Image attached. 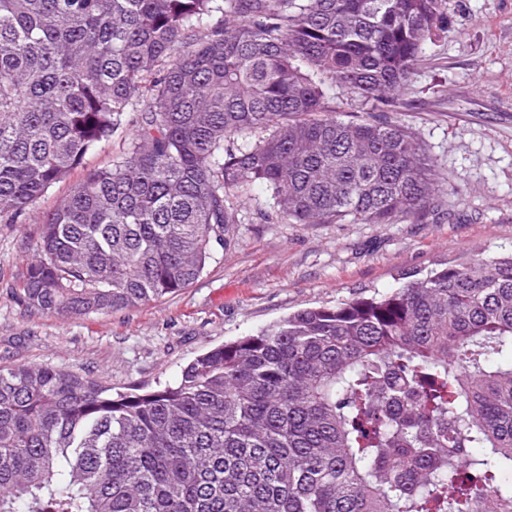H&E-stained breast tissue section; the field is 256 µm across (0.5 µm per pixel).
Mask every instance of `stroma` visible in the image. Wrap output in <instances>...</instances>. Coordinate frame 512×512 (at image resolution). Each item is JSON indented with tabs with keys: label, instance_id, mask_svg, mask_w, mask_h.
<instances>
[{
	"label": "stroma",
	"instance_id": "stroma-1",
	"mask_svg": "<svg viewBox=\"0 0 512 512\" xmlns=\"http://www.w3.org/2000/svg\"><path fill=\"white\" fill-rule=\"evenodd\" d=\"M447 25L422 57L389 118L432 158L447 219L428 224H291L267 190L236 193L241 223L188 288L148 304L75 320L31 313L14 284L36 248L40 220L90 170L118 159L116 134L26 221L0 224V365L44 364L87 374L116 392L177 380L197 356L288 314L391 291L475 255L512 251V0H446Z\"/></svg>",
	"mask_w": 512,
	"mask_h": 512
}]
</instances>
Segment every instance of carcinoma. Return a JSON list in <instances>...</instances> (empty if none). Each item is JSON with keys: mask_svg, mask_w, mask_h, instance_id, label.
<instances>
[{"mask_svg": "<svg viewBox=\"0 0 512 512\" xmlns=\"http://www.w3.org/2000/svg\"><path fill=\"white\" fill-rule=\"evenodd\" d=\"M446 0H0V223L134 127L40 221L16 294L79 319L193 284L258 184L295 224H418L444 189L381 118ZM368 111L345 120L327 92ZM512 252L299 311L112 394L0 367V512H512Z\"/></svg>", "mask_w": 512, "mask_h": 512, "instance_id": "obj_1", "label": "carcinoma"}]
</instances>
